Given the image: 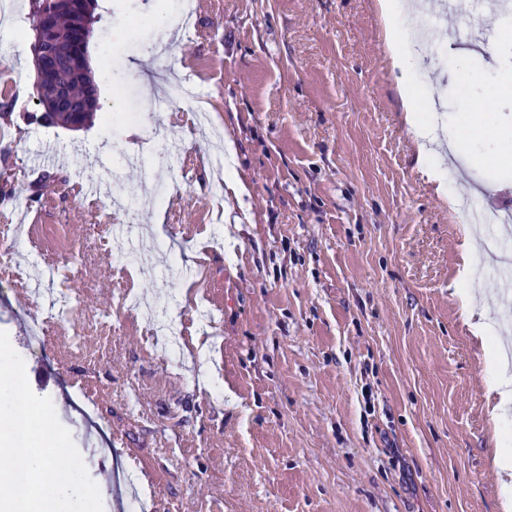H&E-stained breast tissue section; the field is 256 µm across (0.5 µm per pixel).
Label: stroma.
<instances>
[{"instance_id":"stroma-1","label":"stroma","mask_w":512,"mask_h":512,"mask_svg":"<svg viewBox=\"0 0 512 512\" xmlns=\"http://www.w3.org/2000/svg\"><path fill=\"white\" fill-rule=\"evenodd\" d=\"M102 14L90 51L104 95L80 131L27 123L33 33L0 39L12 114L0 180L15 186L0 227H21L15 266L0 265V331L55 403L104 512L128 509L117 459L158 512H504L495 459L512 449V402L489 384L507 361H489L460 312L452 202L512 178V152L484 159L480 131L458 119L487 96L512 114V67L481 47L466 67L444 53L419 71L460 140L446 198L417 161L379 0H196L195 36L175 40L174 0H112ZM202 107L248 179L229 211ZM48 171L66 184L31 201ZM43 252L70 267L78 301L32 350L27 317L56 287ZM469 288L490 336L512 344L499 303L512 279ZM173 305L174 355L158 324ZM203 350L222 387L200 379ZM87 388L103 391L99 407L85 409Z\"/></svg>"}]
</instances>
